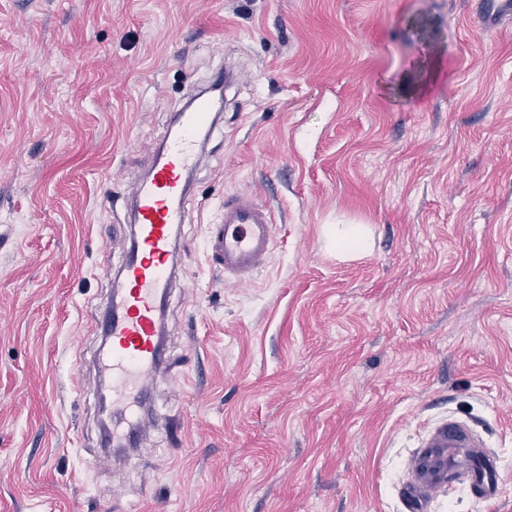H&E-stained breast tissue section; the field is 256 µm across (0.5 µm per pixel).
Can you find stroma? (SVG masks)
<instances>
[{"mask_svg":"<svg viewBox=\"0 0 512 512\" xmlns=\"http://www.w3.org/2000/svg\"><path fill=\"white\" fill-rule=\"evenodd\" d=\"M446 77L412 87L434 66ZM233 71L204 146L140 449L104 458L93 321L173 114ZM275 216L225 283L224 199ZM361 224L369 250L336 255ZM512 512V18L483 0H0V512H406L448 417ZM207 234V255L224 270L225 283H246L272 256L275 225L268 208L250 194L224 199L219 224Z\"/></svg>","mask_w":512,"mask_h":512,"instance_id":"obj_1","label":"stroma"}]
</instances>
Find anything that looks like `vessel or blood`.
<instances>
[{
    "label": "vessel or blood",
    "mask_w": 512,
    "mask_h": 512,
    "mask_svg": "<svg viewBox=\"0 0 512 512\" xmlns=\"http://www.w3.org/2000/svg\"><path fill=\"white\" fill-rule=\"evenodd\" d=\"M207 95L178 112L150 174L133 192L134 236L112 279V295L100 326L106 338L100 364L112 391V417L125 415L142 394L140 384L166 362L160 324L173 283L175 238L185 222L184 204L200 156L198 143L213 123ZM275 226L268 208L246 193L224 200L219 224L206 234L207 255L228 283L247 282L269 262ZM468 478L484 500L502 492L498 460L467 422L452 418L415 453L405 492L411 512H428L434 496L457 478Z\"/></svg>",
    "instance_id": "vessel-or-blood-1"
}]
</instances>
